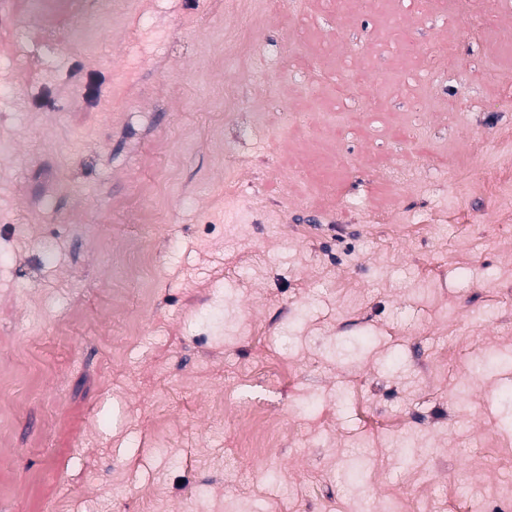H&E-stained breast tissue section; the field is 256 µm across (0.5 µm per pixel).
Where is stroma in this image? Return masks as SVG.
Listing matches in <instances>:
<instances>
[{
	"label": "stroma",
	"mask_w": 512,
	"mask_h": 512,
	"mask_svg": "<svg viewBox=\"0 0 512 512\" xmlns=\"http://www.w3.org/2000/svg\"><path fill=\"white\" fill-rule=\"evenodd\" d=\"M0 0V512H497L512 469V200L450 177L512 172V0L393 9L435 54L387 88L359 0ZM342 38L365 56L352 121L326 111ZM456 47L438 57L440 40ZM318 203L283 160L312 134ZM162 220L129 260L115 235ZM148 291L140 338L123 311ZM82 317L67 338L56 326ZM258 405L263 447L241 431Z\"/></svg>",
	"instance_id": "stroma-1"
}]
</instances>
